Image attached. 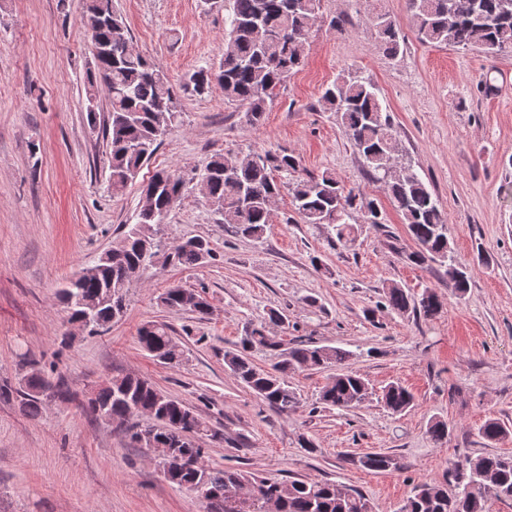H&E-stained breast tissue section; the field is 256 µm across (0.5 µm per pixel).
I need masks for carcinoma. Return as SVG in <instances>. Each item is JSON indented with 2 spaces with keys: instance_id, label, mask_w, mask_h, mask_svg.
Listing matches in <instances>:
<instances>
[{
  "instance_id": "carcinoma-1",
  "label": "carcinoma",
  "mask_w": 512,
  "mask_h": 512,
  "mask_svg": "<svg viewBox=\"0 0 512 512\" xmlns=\"http://www.w3.org/2000/svg\"><path fill=\"white\" fill-rule=\"evenodd\" d=\"M416 38L426 44L478 50L488 57L512 50V0H406ZM322 8V0H224V59L218 69L200 68L185 86L203 94L217 84L224 99L244 109L248 120L261 122L281 87L306 55L308 35ZM94 59L86 91L105 85L109 93V116L104 126L109 149V182L112 193L123 192L143 165L151 159L163 137L180 115L178 96L167 75L154 62L136 51L122 16L112 0H84ZM385 51L400 52V33L387 14L371 18ZM322 100L326 109L340 115L345 135L362 160L372 182L401 212L403 223L417 249L406 254L412 264L435 262L448 292L461 298L469 288L467 267L459 262L449 245L447 219L423 179L409 165L396 161L397 138L393 118L383 109L374 85L351 73L328 87ZM299 162L286 153L260 155L240 152L215 154L201 170L206 178V201L224 218L236 236L259 239L272 223V203L288 193L294 213L305 224L327 226L328 233L344 247L352 246L361 224L378 227L384 216L373 199L344 189L329 172L298 173ZM183 180L175 170L156 171L143 186L153 193L152 207L139 212L138 222L119 242L95 261L96 273L80 286L65 285L58 298L66 305L69 320L86 323L92 331L103 329L122 316L130 281L136 266L163 263L194 267L213 256L210 241L196 236L163 251L155 236L165 217L180 200ZM362 215L355 221L354 213ZM171 311H189L201 318L211 304L203 294L173 286L160 296ZM384 306L399 315L426 320L439 314V295L426 288L418 296L397 284L384 289ZM144 350L165 365L179 364L184 355L169 325L152 322L138 332ZM254 351H270L278 361L267 370L251 359ZM349 353L339 347L313 345L300 338L273 336L267 325L245 329L240 346L224 352L225 369L255 397L282 415L297 411L299 399L285 377L291 372L336 367L320 394L328 407H356L372 395L369 384L347 363ZM14 399L22 411L37 415L55 398H73L61 378L49 379L30 368L15 388L0 386V397ZM385 408L402 414L414 405L413 394L399 383L382 390ZM81 406L96 417L126 427L130 446L140 447V436L150 431L155 437L177 442L203 465L180 468L171 459L159 458L163 477L213 504L224 498L220 512H262L268 499L277 502L278 512H373L369 499L360 491L342 488L324 480L294 479L290 490L279 496L277 479L256 473L204 464L205 449L199 441L221 442L224 434L211 428L194 407L156 387L147 379L116 376L99 385ZM430 439L439 446L448 443V422L439 417L427 426ZM479 436L493 444L512 436L496 418L478 428ZM344 461L375 473L399 472L405 468L396 456L375 451L347 455ZM248 489V495L228 496V488ZM512 500V456L488 454L457 461L440 480L414 487L402 512H489L491 500Z\"/></svg>"
}]
</instances>
